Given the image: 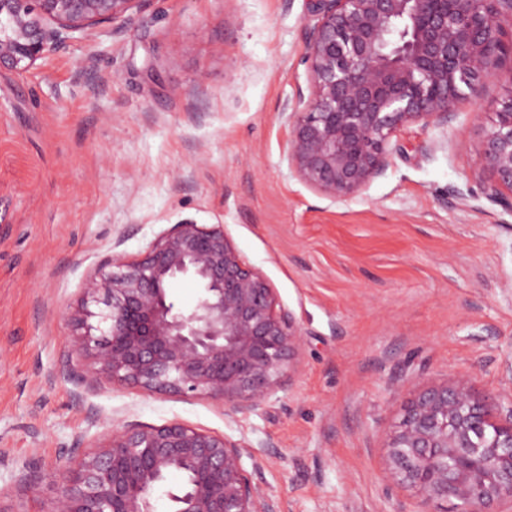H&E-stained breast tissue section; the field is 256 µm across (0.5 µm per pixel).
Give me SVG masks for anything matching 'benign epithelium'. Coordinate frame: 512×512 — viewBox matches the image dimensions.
Returning <instances> with one entry per match:
<instances>
[{"label":"benign epithelium","instance_id":"benign-epithelium-1","mask_svg":"<svg viewBox=\"0 0 512 512\" xmlns=\"http://www.w3.org/2000/svg\"><path fill=\"white\" fill-rule=\"evenodd\" d=\"M140 0H0V72H20L75 35ZM314 24L287 115L288 159L307 187L334 201L383 176L407 127H444L462 96L511 64L512 0H310ZM485 197L512 214V86L477 155ZM191 276L204 293L175 309L169 283ZM99 306L94 312L90 303ZM73 343L90 363L81 386L104 380L221 400L248 414L290 384L302 329L266 276L246 265L222 227L185 223L139 258L111 259L89 277L71 312ZM387 464L426 504L512 512V396L491 409L464 381L419 389L390 433ZM253 460L247 470L244 458ZM250 445L173 421L107 429L79 469L57 471L44 512H154L171 471L175 512H282L253 477ZM182 475L178 472H171L166 479L160 483L154 491L153 503L155 512H172L174 504L169 494L176 492L182 483Z\"/></svg>","mask_w":512,"mask_h":512}]
</instances>
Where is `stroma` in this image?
Masks as SVG:
<instances>
[{
	"label": "stroma",
	"mask_w": 512,
	"mask_h": 512,
	"mask_svg": "<svg viewBox=\"0 0 512 512\" xmlns=\"http://www.w3.org/2000/svg\"><path fill=\"white\" fill-rule=\"evenodd\" d=\"M309 24L306 0H143L0 75V512H44L107 428L173 421L255 447L284 512H433L387 465L416 385L512 394V215L477 162L512 76L401 132L385 175L334 202L287 157ZM184 223L223 225L302 328L291 385L246 415L76 384L88 277ZM26 466L43 480L18 484Z\"/></svg>",
	"instance_id": "stroma-1"
}]
</instances>
